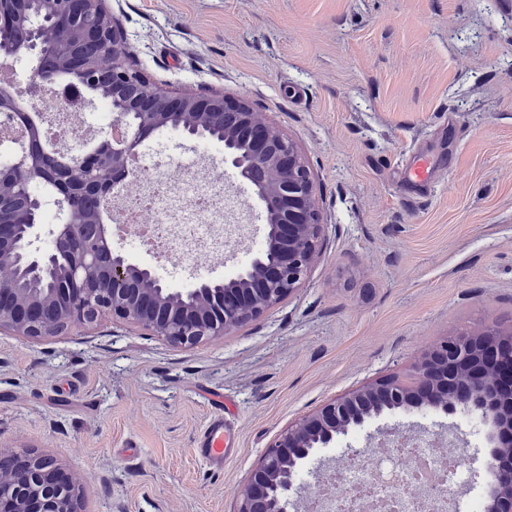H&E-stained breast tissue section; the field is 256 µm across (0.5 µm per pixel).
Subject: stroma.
Instances as JSON below:
<instances>
[{
    "mask_svg": "<svg viewBox=\"0 0 512 512\" xmlns=\"http://www.w3.org/2000/svg\"><path fill=\"white\" fill-rule=\"evenodd\" d=\"M150 82L244 96L311 168L324 240L306 280L260 319L183 348L103 320L29 340L0 331V449L80 477L84 512H235L264 448L330 399L414 381L435 341L512 332V0H105ZM142 152L196 170L172 129ZM426 181L410 179L415 157ZM244 242L197 277L260 253L265 215L227 169ZM240 452L195 448L215 408ZM442 424L483 472L486 428L396 412L310 457L321 483L386 429Z\"/></svg>",
    "mask_w": 512,
    "mask_h": 512,
    "instance_id": "1",
    "label": "stroma"
}]
</instances>
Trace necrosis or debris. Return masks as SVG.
I'll return each instance as SVG.
<instances>
[{"mask_svg":"<svg viewBox=\"0 0 512 512\" xmlns=\"http://www.w3.org/2000/svg\"><path fill=\"white\" fill-rule=\"evenodd\" d=\"M42 114L53 117L46 133L68 142L80 140L87 127L80 107L64 108L50 90L36 94ZM184 168L139 160L132 175L123 183L119 228L122 234L137 238L147 251L160 254L175 270H200L203 265L223 262L227 252L238 249L240 240L225 231L234 205L224 196V170L211 164L194 175L183 177ZM419 455L408 448L367 451L355 465L344 466L347 486H365L370 496L359 501L354 512H373L389 495H396L401 512H421L423 487L418 483ZM448 464V479L434 484L438 506L435 512H448L465 474L455 446L430 449L428 464L436 468Z\"/></svg>","mask_w":512,"mask_h":512,"instance_id":"4bbe7bcc","label":"necrosis or debris"}]
</instances>
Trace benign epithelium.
<instances>
[{
	"label": "benign epithelium",
	"mask_w": 512,
	"mask_h": 512,
	"mask_svg": "<svg viewBox=\"0 0 512 512\" xmlns=\"http://www.w3.org/2000/svg\"><path fill=\"white\" fill-rule=\"evenodd\" d=\"M29 0H0V29L27 17ZM48 18L77 39L64 41L54 57L79 66L85 80L97 81L96 67L84 58L85 43L112 46V122L125 128V148L110 137L89 150L85 142L61 148L70 163L86 172L101 199L117 180L129 176L127 155L168 124L173 112H190L195 125L181 131L203 139L216 116L230 113L224 125V162L249 182L266 216L265 248L251 265L225 281L199 282L191 288L167 287L146 266L112 247L105 227L87 232L81 224L79 191L55 178L54 203L59 223L41 240L42 201L14 197L15 184L48 181L30 154L0 163V265L32 277L51 276L54 287L40 293L0 284V330L40 339L95 324L102 318L131 324L185 348L224 338L229 331L260 318L306 279L321 247L324 224L316 202L314 178L297 144L274 131L243 97L224 93L175 95L154 87L126 62L127 38L103 7V0H46ZM45 47L40 29L18 50L0 56L9 65L17 56L34 57L26 88L42 87ZM416 384L382 378L333 398L283 429L266 447L242 489L236 512H288L301 493V465L317 448L362 427L384 412L402 410L444 415H476L491 427L486 468L494 488L485 512H512V338L495 330L474 337L447 338L424 353L415 365ZM420 435L394 427L380 448L407 447ZM0 512H82L81 482L55 463L33 456L22 466L0 470Z\"/></svg>",
	"instance_id": "benign-epithelium-1"
}]
</instances>
